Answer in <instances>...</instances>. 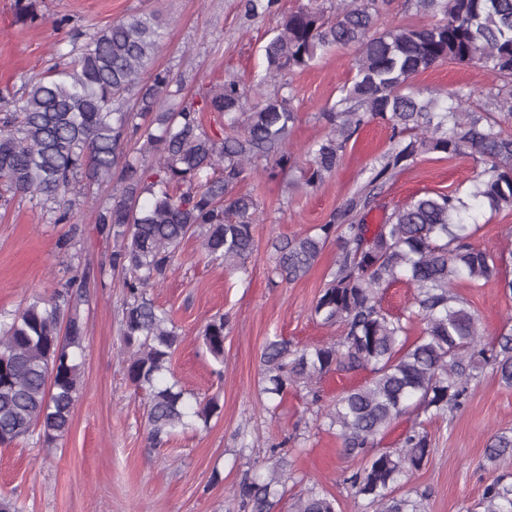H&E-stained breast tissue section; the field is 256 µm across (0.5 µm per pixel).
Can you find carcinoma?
<instances>
[{
  "label": "carcinoma",
  "mask_w": 512,
  "mask_h": 512,
  "mask_svg": "<svg viewBox=\"0 0 512 512\" xmlns=\"http://www.w3.org/2000/svg\"><path fill=\"white\" fill-rule=\"evenodd\" d=\"M427 17L419 25L378 27L385 0H337L325 16L319 0H307L283 18L264 46L267 66L250 103L239 83L225 82L206 97L224 116L223 134L209 133L192 102L170 103L179 91L168 71L148 70L163 39L153 15H130L89 35L69 66L28 86L20 104L0 117V188L57 204L55 223L73 219L64 200L79 182L118 176L120 188L98 207L96 231L113 242L109 265L122 279L121 342L129 353L127 377L144 393L149 437L182 432L192 419L208 421L218 410L171 381V362L183 336L171 314L149 296L174 262L181 244L202 237L206 257L231 272L246 269L255 250L258 210L250 193L236 191L259 158L275 165L298 162L290 134L297 113L279 93L285 71L310 67L339 47L358 50L356 73L341 96L321 112L329 133L305 150V184L322 185L338 168L346 142L380 120L391 131V150L370 178L375 188L388 173L424 153H469L480 170L468 198L493 213L512 211V91L493 95L491 109L465 111L472 92L448 94V105L412 87L417 74L447 62L473 64L495 81L512 84V0H412ZM138 88L133 103L125 94ZM148 203L139 204L142 195ZM367 206L358 197L312 232L273 244L272 271L294 282L317 264L329 242L339 251L330 281L314 306L324 325H338V341L294 346L284 338L266 343L261 355L263 393L282 397L304 388L320 402L317 380L331 371L366 370L364 384L343 393L325 416L344 451L361 458L348 478L378 512H426L423 499L396 497L403 476L419 470L430 454L427 434L410 431L397 453L374 447L402 416L442 415L464 405L478 361L489 363L512 385V323L496 343L482 346L478 316L456 292L461 281L500 274L503 255L476 248L478 224L471 206L455 193L414 196L382 223L346 222ZM404 281L415 289L409 317L425 323L406 336L402 317L387 312L379 291ZM88 277L77 269L48 298L35 296L22 309L0 315V447L37 433L50 445L71 425L81 374L85 325L80 305ZM203 343L224 364V318L212 319ZM512 453V434L494 433L486 459ZM287 461L263 480L241 481L233 494L243 512H274ZM484 512H512V483L497 480L483 493ZM294 512H335L322 483L313 481L294 502Z\"/></svg>",
  "instance_id": "carcinoma-1"
}]
</instances>
